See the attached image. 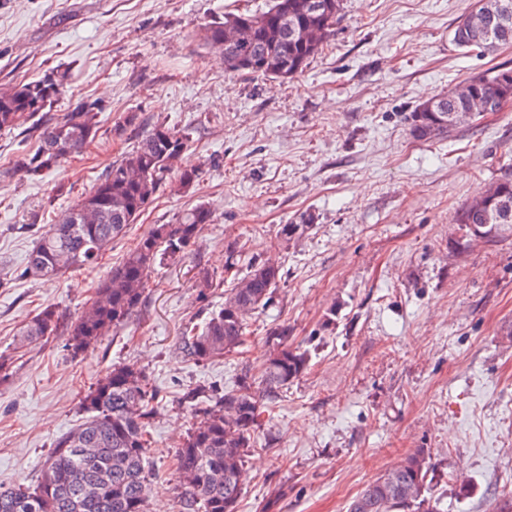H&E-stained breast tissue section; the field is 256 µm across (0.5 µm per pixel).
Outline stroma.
<instances>
[{"label":"stroma","mask_w":512,"mask_h":512,"mask_svg":"<svg viewBox=\"0 0 512 512\" xmlns=\"http://www.w3.org/2000/svg\"><path fill=\"white\" fill-rule=\"evenodd\" d=\"M265 0H0V84L69 71L54 114L99 101L109 132L127 113L141 129H190L189 191L154 200L98 266L46 281L23 276L38 235L89 191L126 138L68 159L37 181L12 174L36 140L0 134V487L33 486L55 439L85 414L81 401L114 364L142 369L157 391L147 450L148 512H178L177 454L191 426L181 398L259 375L269 333L309 349L305 373L265 405L248 453L237 512H345L365 486L415 449L436 468L442 512H492L512 490V233L458 250L456 210L512 169V102L433 142L414 139L423 101L497 68L512 44L467 51L452 41L474 0H343L333 37L285 82L231 74L194 35L227 13ZM216 216L195 250L147 272L141 308L73 356L57 333L14 350L18 331L45 305L63 323L153 225L196 204ZM312 218L289 248L284 224ZM243 260L281 267L273 302L244 346L205 362L178 350L224 291L200 295L199 269L222 273L228 244ZM470 483L461 493L458 477Z\"/></svg>","instance_id":"obj_1"}]
</instances>
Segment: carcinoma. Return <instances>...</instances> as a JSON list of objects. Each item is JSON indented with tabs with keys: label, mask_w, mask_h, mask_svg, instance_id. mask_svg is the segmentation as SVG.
<instances>
[{
	"label": "carcinoma",
	"mask_w": 512,
	"mask_h": 512,
	"mask_svg": "<svg viewBox=\"0 0 512 512\" xmlns=\"http://www.w3.org/2000/svg\"><path fill=\"white\" fill-rule=\"evenodd\" d=\"M504 3L512 6V0H476L492 17L489 34L476 40V48L492 51L512 44V9L501 13ZM341 5L342 0H269L259 12L227 13L213 20L202 28L199 40L224 58L230 73L284 81L301 74L323 49ZM238 21L256 25L253 41L245 48L224 42V28ZM305 26L317 32L315 40L303 38ZM506 74L512 75V68H500L470 83L494 103L505 104L512 101V82L504 81ZM67 82L68 73L57 70L39 80L0 85V132L21 128L38 141L37 148L21 154L13 167V174L22 181H34L59 168L73 151L102 139L101 108L95 100H78L61 116L46 119ZM434 103L433 112L420 105L412 112L414 139L448 137L457 128L448 116L466 111L463 102L447 94L435 97ZM192 143L191 132L175 125L158 123L144 132L37 237L23 274L48 279L97 264L158 194L184 193L195 185L200 168L185 162ZM499 186V199L492 202L481 196L456 211L454 223L466 235H492L498 204L506 202L512 208L511 170L501 176ZM214 221L212 210L199 204L178 216L175 223L156 224L144 234L99 281L88 307L70 324L72 353L89 352L127 321L143 303L146 269L187 256L204 227ZM311 227L308 216L297 224L283 225L282 243L289 244ZM227 251L224 275L201 270L196 275L202 297L211 288L226 284L228 289L222 307L202 309L206 313L202 327H188L181 336L180 352L194 361H208L243 346L249 320L270 305L281 281L277 264L254 258L243 269L235 247ZM58 328L56 307L47 305L22 329L16 347L36 343ZM288 334L286 325L271 331L260 379L245 373L231 390L201 388L184 397L194 422L178 452L179 512L201 508L204 512H236L245 480V457L258 444L261 407L276 401L310 360L308 350L288 347ZM155 398L141 369L130 364L110 366L82 399L87 413L84 421L55 441L42 481L33 488H0V512H146L151 486L144 462L151 444L148 428L156 413ZM434 478L429 453L419 449L366 486L349 503L347 512H439L437 500L429 496Z\"/></svg>",
	"instance_id": "carcinoma-1"
}]
</instances>
